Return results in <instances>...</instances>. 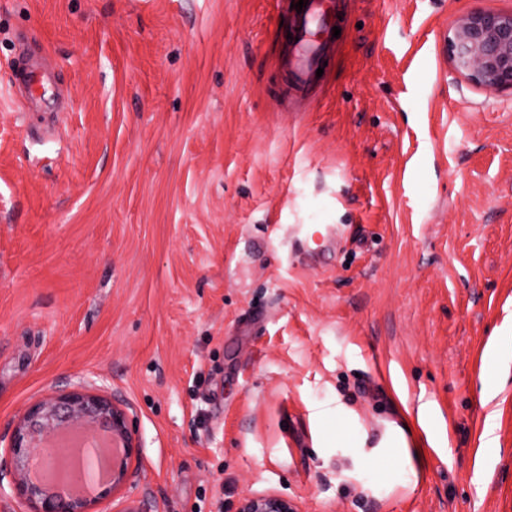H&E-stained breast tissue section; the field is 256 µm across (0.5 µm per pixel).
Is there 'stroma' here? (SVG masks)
<instances>
[{"instance_id": "obj_1", "label": "stroma", "mask_w": 512, "mask_h": 512, "mask_svg": "<svg viewBox=\"0 0 512 512\" xmlns=\"http://www.w3.org/2000/svg\"><path fill=\"white\" fill-rule=\"evenodd\" d=\"M296 2L0 0V438L82 386L122 508L512 512V93L445 43L512 0H349L302 112ZM390 448L396 451V456L400 459L406 467H408L410 473L416 474V468L414 464V458L410 453V448H407V440L402 430L395 431L379 445L373 452H381L385 449ZM239 512H297V510L287 498L269 495L245 501Z\"/></svg>"}]
</instances>
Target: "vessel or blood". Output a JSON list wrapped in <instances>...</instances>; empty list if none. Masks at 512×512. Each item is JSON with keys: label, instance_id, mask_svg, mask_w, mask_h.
Wrapping results in <instances>:
<instances>
[{"label": "vessel or blood", "instance_id": "b4317fda", "mask_svg": "<svg viewBox=\"0 0 512 512\" xmlns=\"http://www.w3.org/2000/svg\"><path fill=\"white\" fill-rule=\"evenodd\" d=\"M342 19V0H305L301 12L292 13L281 56L288 72L286 102L302 106L316 96L322 83L316 71L335 54L333 28Z\"/></svg>", "mask_w": 512, "mask_h": 512}]
</instances>
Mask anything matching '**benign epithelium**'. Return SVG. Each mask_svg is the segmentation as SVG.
Returning a JSON list of instances; mask_svg holds the SVG:
<instances>
[{"label":"benign epithelium","mask_w":512,"mask_h":512,"mask_svg":"<svg viewBox=\"0 0 512 512\" xmlns=\"http://www.w3.org/2000/svg\"><path fill=\"white\" fill-rule=\"evenodd\" d=\"M448 60L469 83L487 90L512 91V10L476 9L455 18L448 27ZM78 425L89 434L106 431L123 442L110 462L107 479L90 491L72 495L37 482L31 471L40 442L56 430ZM15 472L13 492L24 512H93L129 479V461L136 452L126 409L104 396L78 387L45 398L25 411L8 444ZM240 512H297L288 499L269 495L245 501Z\"/></svg>","instance_id":"7a95c632"}]
</instances>
